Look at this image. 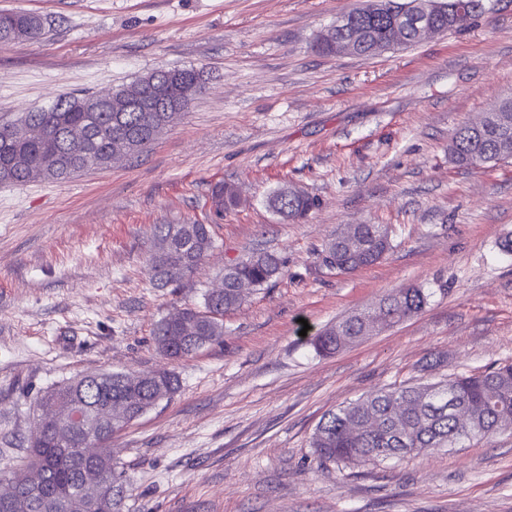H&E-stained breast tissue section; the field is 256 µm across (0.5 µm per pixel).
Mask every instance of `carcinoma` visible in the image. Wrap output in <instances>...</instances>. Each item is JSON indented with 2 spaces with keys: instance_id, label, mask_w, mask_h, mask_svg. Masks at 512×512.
Wrapping results in <instances>:
<instances>
[{
  "instance_id": "1",
  "label": "carcinoma",
  "mask_w": 512,
  "mask_h": 512,
  "mask_svg": "<svg viewBox=\"0 0 512 512\" xmlns=\"http://www.w3.org/2000/svg\"><path fill=\"white\" fill-rule=\"evenodd\" d=\"M438 22L452 29L455 9L466 0H437ZM46 18L25 11L0 12V44L21 46L45 34ZM165 95L153 100L154 112L129 106L116 112L139 89L142 78L99 95L103 112H85L81 103L91 96L58 95L18 122L0 127V183L19 184L39 176L59 181L90 168H106L132 155V144L146 146L184 111L205 83L204 71L174 68L163 74ZM512 146V125L486 124L479 131L460 127L448 150L459 165L498 163L507 159L503 145ZM219 211L239 203L236 189L219 183L212 189ZM269 208L285 220L305 217L318 201L306 193L282 187L268 198ZM156 251L150 269L156 281L167 285L193 271L213 248L209 224L156 226ZM390 229L385 224H347L328 240L319 254L336 259L334 269L353 272L380 261L390 250ZM285 262L260 251L224 266V287L207 292L204 306L177 308L158 320L152 337L156 349L176 361L187 358L224 336V313L239 307L248 291L281 275ZM386 320L375 326L357 310L330 325L312 339L319 355L336 354L355 342L412 318L427 304L423 289L403 287L384 296ZM144 379L109 371L79 375L55 385L37 401V409L51 403L78 411L84 428L61 441L57 423L36 416L42 426L40 440L31 445L26 463L0 481L12 489L8 512H122L125 489L117 469L112 436L170 399L179 389L169 371ZM121 401L128 416L114 425L109 404ZM512 428V362L483 372L458 375L446 381L385 388L325 414L312 435L310 447L321 464L362 463L422 451L439 452L464 439L490 438Z\"/></svg>"
}]
</instances>
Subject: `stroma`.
Listing matches in <instances>:
<instances>
[{"mask_svg": "<svg viewBox=\"0 0 512 512\" xmlns=\"http://www.w3.org/2000/svg\"><path fill=\"white\" fill-rule=\"evenodd\" d=\"M364 0H0L49 30L0 45V125L61 93L101 94L157 68L207 83L139 153L63 181L0 184V469L20 467L34 402L78 373L175 372L180 389L116 434L123 512H512V429L440 453L320 464L327 412L383 388L512 362V159L455 164L448 144L512 97V0L378 56H330L320 31ZM237 207L217 214L215 184ZM295 186L320 205L284 222ZM209 224L215 246L179 284H152L158 224ZM344 224H386L378 263L318 256ZM257 251L282 275L224 315L222 342L171 361L152 327L202 306L225 263ZM414 317L343 351L302 336L393 289ZM268 205L284 220L294 221L305 217L316 208L318 201L306 193L295 194L288 187H282L268 198Z\"/></svg>", "mask_w": 512, "mask_h": 512, "instance_id": "stroma-1", "label": "stroma"}]
</instances>
